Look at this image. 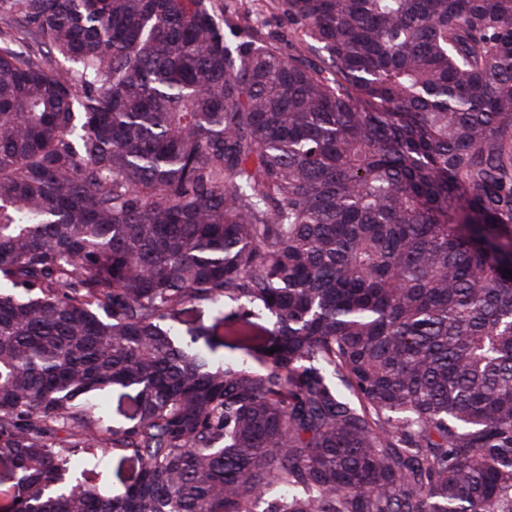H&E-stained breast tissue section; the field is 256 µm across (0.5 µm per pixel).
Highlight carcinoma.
<instances>
[{"label":"carcinoma","mask_w":512,"mask_h":512,"mask_svg":"<svg viewBox=\"0 0 512 512\" xmlns=\"http://www.w3.org/2000/svg\"><path fill=\"white\" fill-rule=\"evenodd\" d=\"M277 7L0 0V512H512V0ZM234 12L233 19L241 26L259 27L265 34L278 39L283 53H293V37L295 26L288 16L279 11L274 0H223ZM128 393L123 390H114L106 394V405L109 413L108 424L112 427L119 426L128 422L126 416L131 412V401L125 395ZM141 467L137 460H121L110 455L104 465L94 469V474L88 473L86 477L90 484H103L108 486H122L130 484L136 478ZM99 473V474H98Z\"/></svg>","instance_id":"carcinoma-1"}]
</instances>
